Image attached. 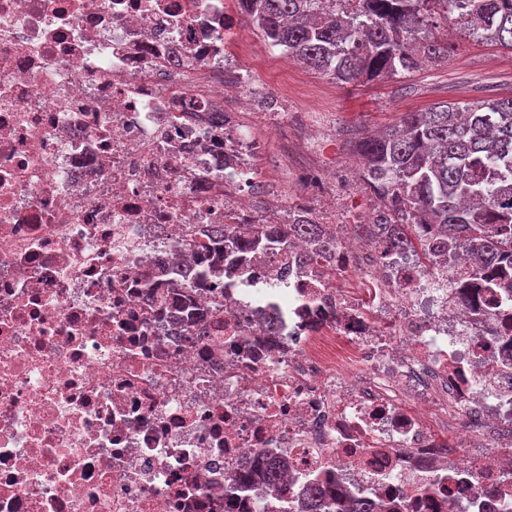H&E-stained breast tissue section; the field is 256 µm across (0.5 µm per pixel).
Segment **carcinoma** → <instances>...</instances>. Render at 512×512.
Wrapping results in <instances>:
<instances>
[{
	"mask_svg": "<svg viewBox=\"0 0 512 512\" xmlns=\"http://www.w3.org/2000/svg\"><path fill=\"white\" fill-rule=\"evenodd\" d=\"M241 13L272 46L309 68L352 87L392 78L448 61V42L429 28L433 8L457 12L470 35L512 48V0H358L336 11V0H238ZM362 159L361 179L377 200L369 224H357L371 242L386 244L392 256L423 244L426 234L448 241V261L460 255L480 276L512 267V97L460 105L438 103L409 112L375 136L353 138ZM209 261L224 263V242L240 264L274 239L281 246L305 244L303 267L336 251V234L303 209L288 207V223L211 224ZM258 477L274 489L262 512H322L332 508L328 489L305 493L307 507L296 511L281 479V466L262 463Z\"/></svg>",
	"mask_w": 512,
	"mask_h": 512,
	"instance_id": "carcinoma-1",
	"label": "carcinoma"
}]
</instances>
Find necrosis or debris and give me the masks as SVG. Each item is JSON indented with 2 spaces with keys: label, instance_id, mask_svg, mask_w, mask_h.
<instances>
[{
  "label": "necrosis or debris",
  "instance_id": "1",
  "mask_svg": "<svg viewBox=\"0 0 512 512\" xmlns=\"http://www.w3.org/2000/svg\"><path fill=\"white\" fill-rule=\"evenodd\" d=\"M224 4L0 0V512H258L265 485L224 496L254 459L300 495L512 512V300L440 238L177 280L208 225L268 221L252 143L206 118L250 99Z\"/></svg>",
  "mask_w": 512,
  "mask_h": 512
}]
</instances>
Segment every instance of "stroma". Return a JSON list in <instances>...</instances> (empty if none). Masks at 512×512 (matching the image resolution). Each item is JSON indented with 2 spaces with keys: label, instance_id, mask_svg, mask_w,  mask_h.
I'll return each instance as SVG.
<instances>
[{
  "label": "stroma",
  "instance_id": "1",
  "mask_svg": "<svg viewBox=\"0 0 512 512\" xmlns=\"http://www.w3.org/2000/svg\"><path fill=\"white\" fill-rule=\"evenodd\" d=\"M227 53L235 70L253 88L248 109L237 111L239 129L261 152L258 166L269 182L283 168L270 166L277 152L279 113H303L307 128L289 127L307 166L333 172L336 180L316 197L317 210L335 213L344 232L373 211L374 197L360 178L361 162L352 131L372 133L397 123L406 112L441 102L512 97V50L464 34L457 21L437 15L436 34L452 46L447 63L361 87L336 83L300 63H290L282 47L267 44L235 7H228Z\"/></svg>",
  "mask_w": 512,
  "mask_h": 512
}]
</instances>
